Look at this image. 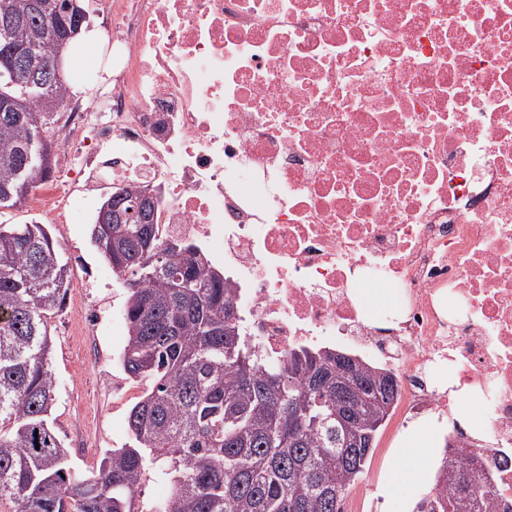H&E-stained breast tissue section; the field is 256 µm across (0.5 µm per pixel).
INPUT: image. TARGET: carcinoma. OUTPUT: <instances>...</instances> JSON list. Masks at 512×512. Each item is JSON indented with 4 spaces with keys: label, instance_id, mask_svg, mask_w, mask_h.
I'll return each instance as SVG.
<instances>
[{
    "label": "carcinoma",
    "instance_id": "cac0c4a2",
    "mask_svg": "<svg viewBox=\"0 0 512 512\" xmlns=\"http://www.w3.org/2000/svg\"><path fill=\"white\" fill-rule=\"evenodd\" d=\"M72 0H0V209L51 178L50 130L64 75L46 70L79 33ZM147 186L109 190L115 221L91 235L127 290L124 373L145 386L128 442L98 472L76 469L50 421L48 319L71 271L43 224H0V506L18 512H135L152 472L169 477L149 512H341L393 408L392 373L342 352L294 347L265 361L243 335L224 273L190 243L161 244ZM480 453L446 447L416 512H512Z\"/></svg>",
    "mask_w": 512,
    "mask_h": 512
}]
</instances>
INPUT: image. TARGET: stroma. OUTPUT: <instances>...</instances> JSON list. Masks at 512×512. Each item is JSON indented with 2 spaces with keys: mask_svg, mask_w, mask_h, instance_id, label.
<instances>
[{
  "mask_svg": "<svg viewBox=\"0 0 512 512\" xmlns=\"http://www.w3.org/2000/svg\"><path fill=\"white\" fill-rule=\"evenodd\" d=\"M96 214L92 208L81 223L48 227L72 271L66 307L49 321L53 339L50 363L56 378L51 419L71 461L85 471L97 469L107 450L126 442V415L142 393L141 386L130 380L118 363L127 338L125 324L117 320L126 291L108 276L109 266L91 239ZM88 304L101 314L91 332L84 318ZM405 425L393 411L378 434L374 454L355 486L366 495L363 512H380L377 487L394 439Z\"/></svg>",
  "mask_w": 512,
  "mask_h": 512,
  "instance_id": "stroma-1",
  "label": "stroma"
}]
</instances>
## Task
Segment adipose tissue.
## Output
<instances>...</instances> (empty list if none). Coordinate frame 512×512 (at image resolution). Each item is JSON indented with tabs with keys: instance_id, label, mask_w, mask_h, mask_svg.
<instances>
[{
	"instance_id": "obj_1",
	"label": "adipose tissue",
	"mask_w": 512,
	"mask_h": 512,
	"mask_svg": "<svg viewBox=\"0 0 512 512\" xmlns=\"http://www.w3.org/2000/svg\"><path fill=\"white\" fill-rule=\"evenodd\" d=\"M444 432L432 418L408 424L398 434L377 494L381 512H413L426 487L434 482Z\"/></svg>"
}]
</instances>
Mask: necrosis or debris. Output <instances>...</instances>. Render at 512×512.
<instances>
[{
	"instance_id": "1",
	"label": "necrosis or debris",
	"mask_w": 512,
	"mask_h": 512,
	"mask_svg": "<svg viewBox=\"0 0 512 512\" xmlns=\"http://www.w3.org/2000/svg\"><path fill=\"white\" fill-rule=\"evenodd\" d=\"M113 85L63 98L25 207L75 223L112 183L160 193L161 242L203 247L269 358L356 349L406 414L476 400L512 450V0H95ZM81 185L80 198L61 188ZM395 292L397 318L361 288Z\"/></svg>"
}]
</instances>
